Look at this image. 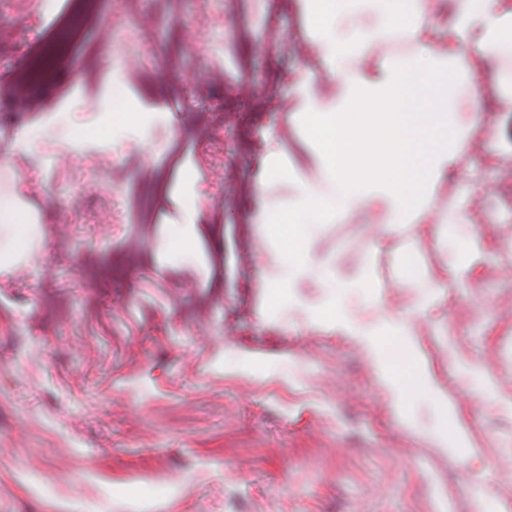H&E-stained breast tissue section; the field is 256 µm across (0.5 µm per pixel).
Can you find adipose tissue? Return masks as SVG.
Returning a JSON list of instances; mask_svg holds the SVG:
<instances>
[{"instance_id":"obj_1","label":"adipose tissue","mask_w":512,"mask_h":512,"mask_svg":"<svg viewBox=\"0 0 512 512\" xmlns=\"http://www.w3.org/2000/svg\"><path fill=\"white\" fill-rule=\"evenodd\" d=\"M309 23L303 41L311 64L293 82L290 111L315 143L311 175L292 170L278 144L265 166L288 188L286 202L267 201V184L256 187L250 216L256 236L270 240L272 228L288 233L298 221L320 225L367 217L394 233L408 224L432 225L442 233L447 216L441 199L448 180L465 169L471 132L489 113L512 112V85L499 63L512 58V0H290ZM424 45L421 56H396L397 36ZM471 54H463L468 43ZM456 77L469 104L464 124L452 120L458 103L448 94ZM279 249L271 244L266 282L294 293L314 276L306 254L291 275L281 276ZM359 337L382 365L387 380L404 389L408 374L394 363V346L409 334L405 322L382 319L361 326L333 306L316 314Z\"/></svg>"}]
</instances>
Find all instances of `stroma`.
I'll list each match as a JSON object with an SVG mask.
<instances>
[{
	"instance_id": "obj_1",
	"label": "stroma",
	"mask_w": 512,
	"mask_h": 512,
	"mask_svg": "<svg viewBox=\"0 0 512 512\" xmlns=\"http://www.w3.org/2000/svg\"><path fill=\"white\" fill-rule=\"evenodd\" d=\"M305 25L286 0H0V512H512V112L467 152L489 187L469 223L322 225L316 256L363 279L318 273L298 309L247 215L268 134L290 166L310 152L288 112ZM335 300L410 324L404 394L309 320Z\"/></svg>"
}]
</instances>
